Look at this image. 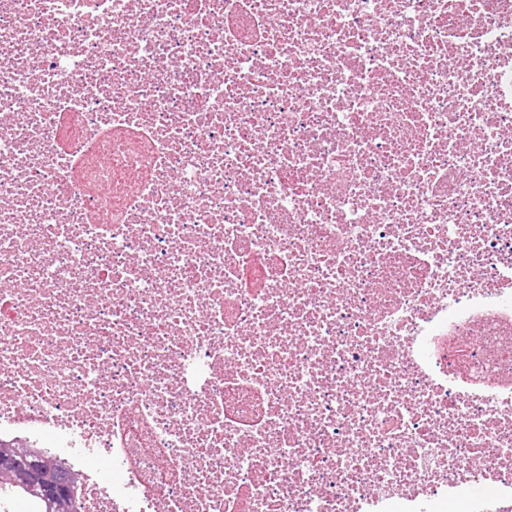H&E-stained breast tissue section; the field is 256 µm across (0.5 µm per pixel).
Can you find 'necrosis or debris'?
I'll use <instances>...</instances> for the list:
<instances>
[{"instance_id": "4bbe7bcc", "label": "necrosis or debris", "mask_w": 512, "mask_h": 512, "mask_svg": "<svg viewBox=\"0 0 512 512\" xmlns=\"http://www.w3.org/2000/svg\"><path fill=\"white\" fill-rule=\"evenodd\" d=\"M0 437L80 512H512V0H0Z\"/></svg>"}]
</instances>
